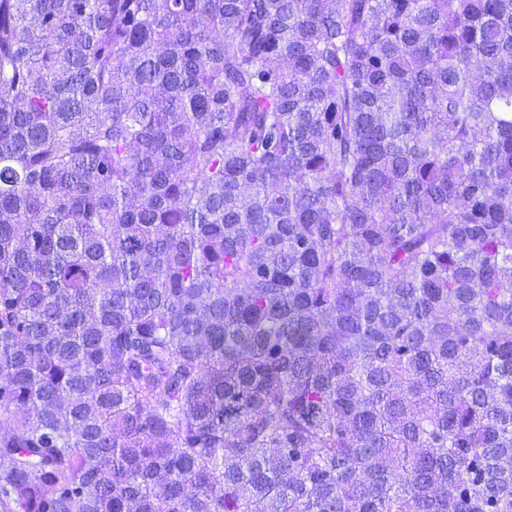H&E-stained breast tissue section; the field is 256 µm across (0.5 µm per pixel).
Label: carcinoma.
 I'll use <instances>...</instances> for the list:
<instances>
[{
    "label": "carcinoma",
    "instance_id": "carcinoma-1",
    "mask_svg": "<svg viewBox=\"0 0 512 512\" xmlns=\"http://www.w3.org/2000/svg\"><path fill=\"white\" fill-rule=\"evenodd\" d=\"M4 423L0 512H512V0H0Z\"/></svg>",
    "mask_w": 512,
    "mask_h": 512
}]
</instances>
